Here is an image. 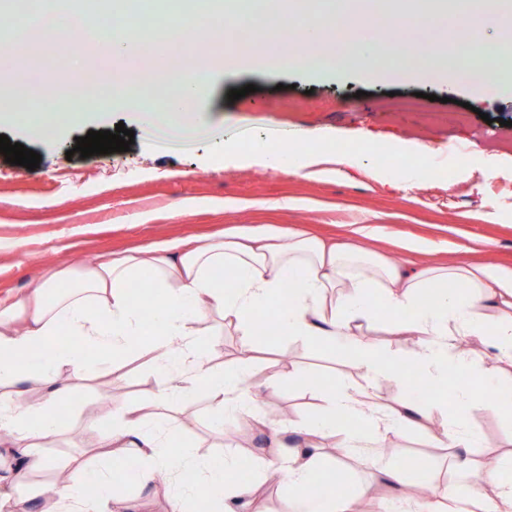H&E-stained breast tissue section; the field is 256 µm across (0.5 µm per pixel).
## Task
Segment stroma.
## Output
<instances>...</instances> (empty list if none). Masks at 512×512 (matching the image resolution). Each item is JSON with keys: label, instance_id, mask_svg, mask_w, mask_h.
<instances>
[{"label": "stroma", "instance_id": "1", "mask_svg": "<svg viewBox=\"0 0 512 512\" xmlns=\"http://www.w3.org/2000/svg\"><path fill=\"white\" fill-rule=\"evenodd\" d=\"M228 39L203 47L214 57L212 91L201 105L203 129L177 140L143 127L133 110L114 101L108 121L89 114L54 141L33 138L15 125L0 127L11 142L41 156L35 170L7 163L0 154V297L28 291L50 267L80 269L117 251L161 239L204 238L237 224H279L339 243L353 224H374L382 233L368 249L387 263L402 264L399 245L425 240L423 265L462 260L512 267V84L503 79L475 87L430 84L361 74L310 75L244 63L225 71L218 58ZM255 92L228 101L230 90ZM134 132L126 152L83 158L72 152L88 131ZM308 139L319 146L318 173L308 176L264 168L247 158L256 143L277 148ZM350 144V152H325L327 144ZM193 210H185L186 202ZM149 222H141L143 213ZM217 366L247 357L236 326L214 315L200 325ZM267 354L252 360L261 379L296 367L357 383L356 363L297 340H263ZM156 377L143 353L111 360L107 370L81 383L63 410V432L47 453L59 461L91 455L88 421L99 401L150 396ZM321 400L293 386L267 393L262 411L271 421L310 416ZM185 439L198 455L250 462L263 446L238 421L223 435L209 427L208 400L199 396L177 408ZM482 440L480 454H497L512 439V422L484 408L469 412ZM392 455L348 459L352 494L363 512H378L391 494L380 469L387 458H419L432 484L457 480L444 449L428 431L410 430L386 441Z\"/></svg>", "mask_w": 512, "mask_h": 512}]
</instances>
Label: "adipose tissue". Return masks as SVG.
Returning <instances> with one entry per match:
<instances>
[{"label": "adipose tissue", "mask_w": 512, "mask_h": 512, "mask_svg": "<svg viewBox=\"0 0 512 512\" xmlns=\"http://www.w3.org/2000/svg\"><path fill=\"white\" fill-rule=\"evenodd\" d=\"M255 157L266 168L293 174L314 164L306 147L274 152L259 144ZM351 232L357 243L327 242L286 227L236 226L202 243L155 242L76 274L55 267L41 274L33 291L0 298V512H139L173 468L196 474L198 491L171 497L170 512H245L257 488L227 481L234 459L206 461L180 444L182 423L174 407L200 393L209 401L215 430L243 419L274 438L293 434L292 443L273 456L255 459L261 482L287 486L286 512H358L356 499L311 495V477L325 469L333 480L347 481L332 452L367 456L389 436L434 419L437 445L476 482L465 494L455 483L436 486L415 512H512V451L477 455L479 437L468 424L469 411L482 405L512 420V269L464 262L399 268L360 246L370 234L367 226L353 225ZM146 273L156 288L149 319L129 291L132 280ZM266 313L281 337L355 358L362 383L340 378L323 384L307 368L262 381L245 362L215 368L198 322L217 314L250 337ZM381 313L391 333L413 337L410 350L382 356L365 338L362 321ZM64 333L78 338L80 349L54 346ZM463 337L496 350L481 385L457 386L448 400L421 393L382 402V384L404 383L409 367L432 385L471 370L472 355L457 349ZM132 349L151 358L157 376L151 399L102 402L98 418L108 429L92 458L75 456L59 465L43 455L62 433L57 406L72 400L91 357ZM288 383L321 397L323 410L311 418L268 422L262 391ZM50 470L54 483L37 491L31 473ZM120 470L138 497H110V478Z\"/></svg>", "instance_id": "1"}]
</instances>
